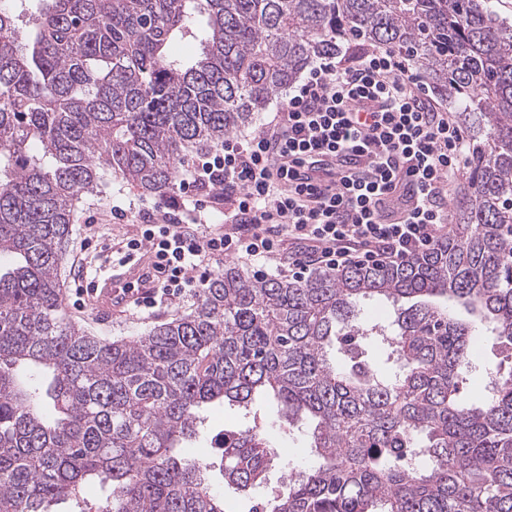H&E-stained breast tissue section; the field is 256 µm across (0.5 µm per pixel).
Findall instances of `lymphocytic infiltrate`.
<instances>
[{
  "mask_svg": "<svg viewBox=\"0 0 512 512\" xmlns=\"http://www.w3.org/2000/svg\"><path fill=\"white\" fill-rule=\"evenodd\" d=\"M409 70L392 48L321 62L269 124L184 168L179 199L113 206V223L138 227L116 253L151 255L152 288L133 307L158 310L204 287L220 256L300 281L401 264L447 240L444 201L467 136Z\"/></svg>",
  "mask_w": 512,
  "mask_h": 512,
  "instance_id": "lymphocytic-infiltrate-1",
  "label": "lymphocytic infiltrate"
}]
</instances>
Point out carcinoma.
<instances>
[{"mask_svg":"<svg viewBox=\"0 0 512 512\" xmlns=\"http://www.w3.org/2000/svg\"><path fill=\"white\" fill-rule=\"evenodd\" d=\"M0 0V512H225L182 449L224 426V488L249 512H512V369L461 391L480 317L512 359V22L495 0ZM198 44L190 58L177 46ZM400 51L467 134L470 191L448 240L398 265L302 281L235 263L133 339L63 310L75 202L115 173L147 193L342 48ZM367 301L391 303L383 322ZM54 415L46 417L44 409ZM297 430L316 463H281ZM277 470V485L270 474Z\"/></svg>","mask_w":512,"mask_h":512,"instance_id":"carcinoma-1","label":"carcinoma"}]
</instances>
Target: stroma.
<instances>
[{
    "label": "stroma",
    "mask_w": 512,
    "mask_h": 512,
    "mask_svg": "<svg viewBox=\"0 0 512 512\" xmlns=\"http://www.w3.org/2000/svg\"><path fill=\"white\" fill-rule=\"evenodd\" d=\"M164 202V197L142 192L115 174L109 176L99 193L82 196L76 204L73 231L66 257L59 269V279L65 293L64 303L67 315L83 324L93 335L103 338H134L146 333L155 325L170 321L195 303V296L189 295L176 300L165 309L153 313L139 311L129 313L117 310L106 313L100 311L89 301L81 305L75 304L72 296L74 280L79 273L80 266L86 261H95L106 270L113 266L111 255L100 250L84 248L83 240L87 234L86 215L91 212L95 213L96 231H99L104 238L110 239L126 233L132 235L137 230L136 225L133 224L111 223L109 211L112 205L132 203L142 208L158 207Z\"/></svg>",
    "instance_id": "obj_1"
}]
</instances>
